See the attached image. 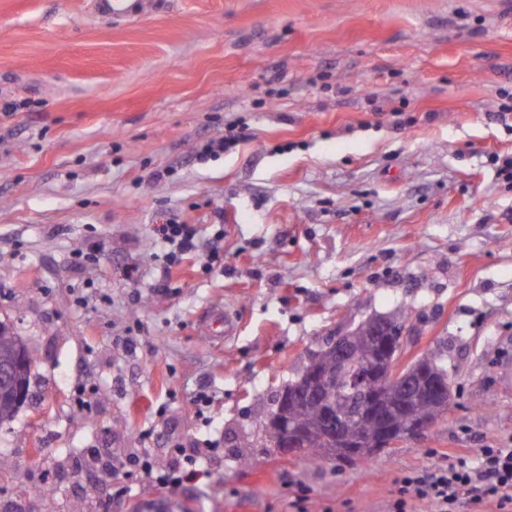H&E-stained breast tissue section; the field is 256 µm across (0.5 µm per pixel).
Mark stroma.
<instances>
[{"mask_svg": "<svg viewBox=\"0 0 512 512\" xmlns=\"http://www.w3.org/2000/svg\"><path fill=\"white\" fill-rule=\"evenodd\" d=\"M144 2L0 0V320L34 360L0 512H387L432 451L512 448V0ZM173 217L197 251L169 274ZM400 315L446 416L353 464L276 450L264 415L326 337ZM199 448L175 487L88 472Z\"/></svg>", "mask_w": 512, "mask_h": 512, "instance_id": "stroma-1", "label": "stroma"}]
</instances>
